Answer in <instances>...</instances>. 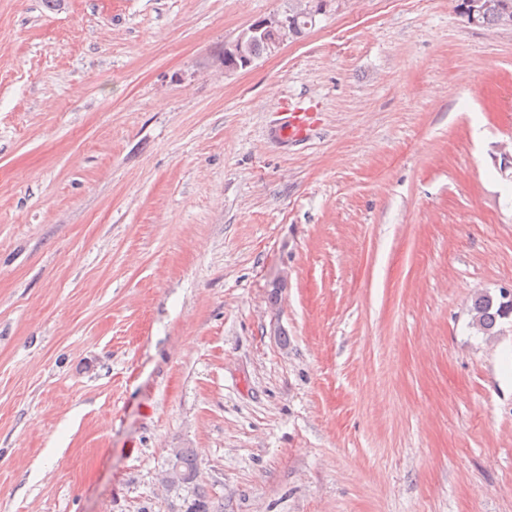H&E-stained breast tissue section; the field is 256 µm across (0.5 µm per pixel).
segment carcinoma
Listing matches in <instances>:
<instances>
[{"instance_id":"carcinoma-1","label":"carcinoma","mask_w":512,"mask_h":512,"mask_svg":"<svg viewBox=\"0 0 512 512\" xmlns=\"http://www.w3.org/2000/svg\"><path fill=\"white\" fill-rule=\"evenodd\" d=\"M305 7L291 10L282 18L261 19L252 24L259 31L244 32L236 43L224 49V68L237 70L246 68L261 54L273 47L283 31L294 37L315 23L316 16L322 14L327 0H303ZM488 7L480 14V27H512V0H484ZM473 324L487 335L493 334L497 321L512 315V302L498 303L489 295L478 296L472 306ZM173 479L185 482L195 478L197 462L189 448H182L175 456L172 467Z\"/></svg>"}]
</instances>
